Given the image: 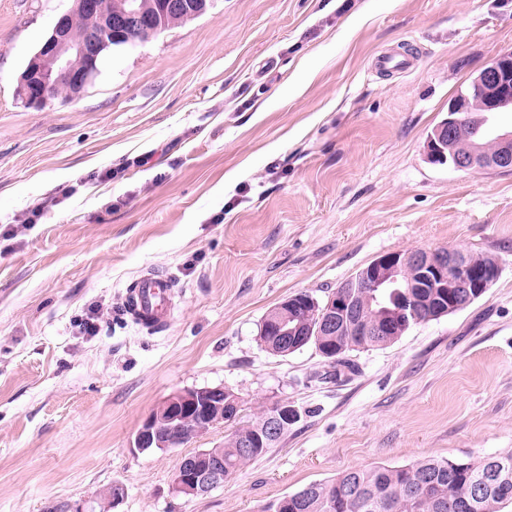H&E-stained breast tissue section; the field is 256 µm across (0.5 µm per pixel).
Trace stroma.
<instances>
[{"label": "stroma", "mask_w": 512, "mask_h": 512, "mask_svg": "<svg viewBox=\"0 0 512 512\" xmlns=\"http://www.w3.org/2000/svg\"><path fill=\"white\" fill-rule=\"evenodd\" d=\"M70 0H0V512L123 485L115 512H265L349 469L512 451V170L430 163L448 104L512 50V0H213L104 53L79 97L25 106L18 77ZM408 53L404 72L376 56ZM460 248L500 275L468 307L352 352L259 341L289 295L318 299L379 256ZM176 279L170 324L126 287ZM99 329L80 334L90 308ZM221 386L239 424L285 401L281 441L210 492L173 489L221 424L133 450L170 395ZM174 282L171 274L143 275L127 290L126 314L144 325L165 328Z\"/></svg>", "instance_id": "obj_1"}]
</instances>
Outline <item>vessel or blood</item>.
Segmentation results:
<instances>
[{
    "mask_svg": "<svg viewBox=\"0 0 512 512\" xmlns=\"http://www.w3.org/2000/svg\"><path fill=\"white\" fill-rule=\"evenodd\" d=\"M411 56L391 51L379 55L374 61L375 71H400L411 67ZM174 278L169 274H147L140 277L127 290V314L134 320L154 328L166 327L169 320L170 293Z\"/></svg>",
    "mask_w": 512,
    "mask_h": 512,
    "instance_id": "b4317fda",
    "label": "vessel or blood"
}]
</instances>
